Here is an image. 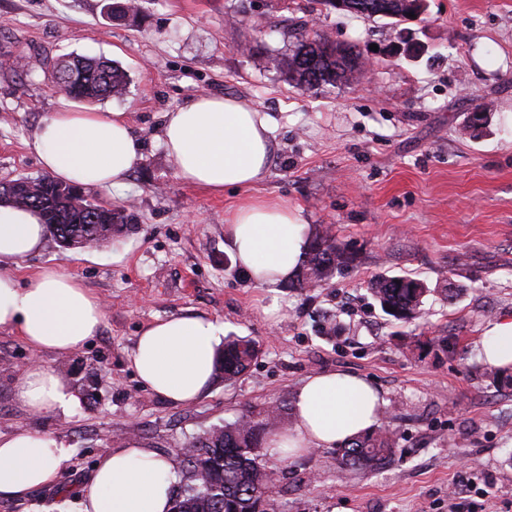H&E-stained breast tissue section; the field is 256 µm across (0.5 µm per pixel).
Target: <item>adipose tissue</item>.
I'll return each mask as SVG.
<instances>
[{
    "instance_id": "ef3b65f1",
    "label": "adipose tissue",
    "mask_w": 512,
    "mask_h": 512,
    "mask_svg": "<svg viewBox=\"0 0 512 512\" xmlns=\"http://www.w3.org/2000/svg\"><path fill=\"white\" fill-rule=\"evenodd\" d=\"M272 126L248 102L200 93L166 113L162 139L177 177L220 194L261 181L273 156ZM51 177L85 189L122 190L141 156L142 142L123 113L78 112L59 101L29 143ZM224 238L237 264L260 287L295 276L309 249L306 224L287 203L248 199L224 216ZM46 227L35 210L0 203V328L15 330L38 350L70 353L96 335L102 302L64 267L19 281L22 262L44 246ZM222 323L174 315L147 325L131 353L138 379L174 405L197 402L209 389L222 344ZM483 360L512 363V318L489 323L481 338ZM16 395L31 412H66L76 404L53 370L30 365ZM386 401L365 378L342 371L309 375L299 388L292 425L270 436L269 448L300 454L333 448L376 426ZM67 448L22 428L0 438V497L18 498L57 482ZM176 465L136 441L101 456L81 512H170Z\"/></svg>"
}]
</instances>
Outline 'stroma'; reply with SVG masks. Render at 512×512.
I'll use <instances>...</instances> for the list:
<instances>
[{
  "label": "stroma",
  "instance_id": "obj_1",
  "mask_svg": "<svg viewBox=\"0 0 512 512\" xmlns=\"http://www.w3.org/2000/svg\"><path fill=\"white\" fill-rule=\"evenodd\" d=\"M0 0V182L43 170L27 147L62 92L53 60L104 57L127 73L125 95L90 103L124 113L143 143L111 205L112 236L94 248L47 238L25 279L64 266L105 306L99 333L69 354L35 350L0 329V435L28 428L70 458L56 485L0 499V512H80L97 459L135 440L177 464L214 427L273 405L292 411L320 371L365 377L382 392L388 463L345 469L337 449L280 458L261 448L275 481L268 512H512V370L489 375L479 355L489 321L512 317V0H427L404 27L309 0ZM359 45L357 81L304 89L269 62L292 31ZM205 92L250 101L273 121L264 180L214 194L182 182L160 142L165 113ZM483 120L471 127L470 116ZM286 201L310 237L353 256L328 285L258 287L224 247V214L246 199ZM425 282L422 313L386 314L369 284ZM171 315L223 323L259 344L251 367L215 375L199 401L151 394L129 356L142 329ZM75 393L68 413L35 414L16 398L31 363Z\"/></svg>",
  "mask_w": 512,
  "mask_h": 512
}]
</instances>
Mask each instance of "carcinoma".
<instances>
[{
	"label": "carcinoma",
	"instance_id": "cac0c4a2",
	"mask_svg": "<svg viewBox=\"0 0 512 512\" xmlns=\"http://www.w3.org/2000/svg\"><path fill=\"white\" fill-rule=\"evenodd\" d=\"M361 4L364 10L359 15L364 19L375 13L403 18L408 12L406 0H361ZM271 63L290 81L306 88L354 81L362 68L361 54L355 47L325 35L297 39L292 52L271 57ZM55 73L57 83L77 99L121 97L127 89L125 72L102 57L75 55ZM71 190L78 187L49 177L11 181V191L20 203L41 202L48 231L65 246L79 239H106L107 225L114 220L112 208L87 201L82 208L71 206ZM351 262V256L336 247L334 241L322 237L309 253L300 287L326 284ZM370 290L389 315L410 321L418 316L427 288L421 280L405 275L379 277L370 284ZM256 354L252 340L227 336L217 368L224 372V379L230 380L243 373ZM281 423L282 407L275 405L258 418L246 415L190 443L192 451L187 463L192 484L173 498L171 512H267L269 488L274 481L260 462L259 448L266 436L281 429ZM393 445L394 433L387 428L358 436L339 449L340 464L374 470L391 456Z\"/></svg>",
	"mask_w": 512,
	"mask_h": 512
}]
</instances>
